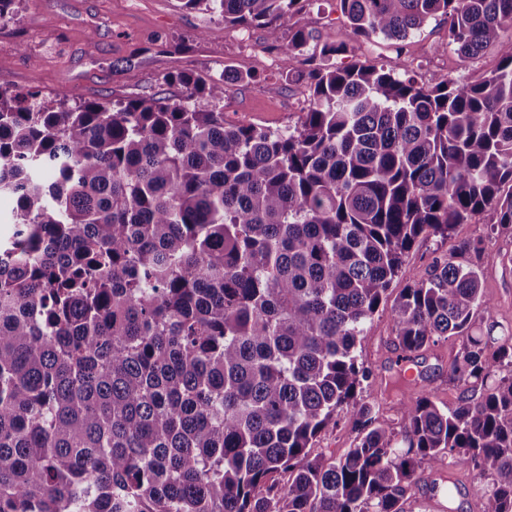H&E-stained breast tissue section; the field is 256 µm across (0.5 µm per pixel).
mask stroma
I'll return each instance as SVG.
<instances>
[{"instance_id": "stroma-1", "label": "stroma", "mask_w": 512, "mask_h": 512, "mask_svg": "<svg viewBox=\"0 0 512 512\" xmlns=\"http://www.w3.org/2000/svg\"><path fill=\"white\" fill-rule=\"evenodd\" d=\"M294 20L311 31L312 38L292 63L265 28L230 27L223 17L181 9L176 0H21L17 16L0 22V87L37 91L47 98L67 91L78 100L104 103L152 96L175 101L184 90L174 75H213L228 67L246 79L226 86L225 122L276 130L295 126L311 99L307 82L285 81V74L291 68L307 73L327 64L322 54L327 44L347 47L336 56L337 65L373 64L411 76L423 86L445 80L474 83L500 62L494 47L472 58L448 48L444 18L430 20L401 43L380 36L354 39L337 0H306ZM495 221L488 209L456 225L451 239H417L390 285V296L427 276L434 259L448 254L456 243L486 237L493 251L512 255L511 235L490 236ZM482 286L495 320L512 329V265H483ZM463 344V337L453 336L416 353L414 362L422 378L406 391L405 400L429 390L437 402L454 406L459 390L449 383L448 370ZM356 352L372 372L370 393L379 398L380 387L396 372L401 354L390 305H381L368 320ZM355 437L347 409L337 425L318 435L312 452L333 461L352 447ZM441 473V468L426 462L419 466V483L404 502V512H480L484 479L468 464H457V490L448 500L428 492L429 482Z\"/></svg>"}]
</instances>
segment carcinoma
<instances>
[{
    "label": "carcinoma",
    "instance_id": "1",
    "mask_svg": "<svg viewBox=\"0 0 512 512\" xmlns=\"http://www.w3.org/2000/svg\"><path fill=\"white\" fill-rule=\"evenodd\" d=\"M178 2L267 29L290 66L312 38L302 0ZM340 5L357 37L444 17L500 64L457 87L319 69L275 131L224 122L228 71L174 76V102L0 88V512H403L420 463H448L428 491L451 498L461 460L481 512H512V332L481 282L512 256L465 242L394 299L406 355L466 337L454 407L425 391L392 426L355 355L419 237L488 208L512 233V0ZM349 407L355 445L311 457Z\"/></svg>",
    "mask_w": 512,
    "mask_h": 512
}]
</instances>
